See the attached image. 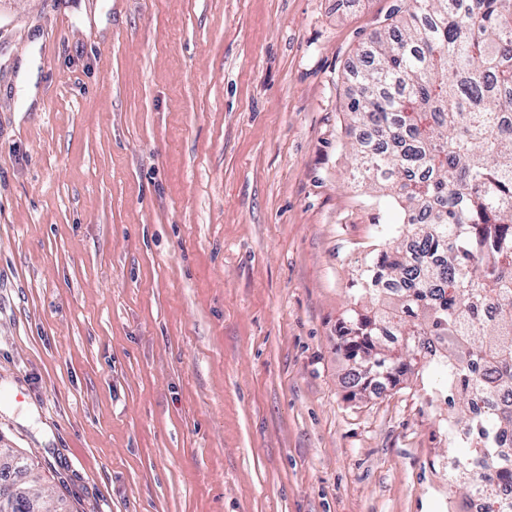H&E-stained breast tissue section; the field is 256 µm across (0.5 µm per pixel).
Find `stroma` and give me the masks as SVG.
Listing matches in <instances>:
<instances>
[{
	"instance_id": "obj_1",
	"label": "stroma",
	"mask_w": 512,
	"mask_h": 512,
	"mask_svg": "<svg viewBox=\"0 0 512 512\" xmlns=\"http://www.w3.org/2000/svg\"><path fill=\"white\" fill-rule=\"evenodd\" d=\"M397 0H0V476L63 512H448L433 375L350 386L348 63ZM38 63L25 106L21 63Z\"/></svg>"
}]
</instances>
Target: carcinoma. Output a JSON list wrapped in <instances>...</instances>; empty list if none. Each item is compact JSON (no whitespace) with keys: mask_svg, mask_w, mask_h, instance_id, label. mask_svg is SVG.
<instances>
[{"mask_svg":"<svg viewBox=\"0 0 512 512\" xmlns=\"http://www.w3.org/2000/svg\"><path fill=\"white\" fill-rule=\"evenodd\" d=\"M370 43L349 98L370 135L351 145L353 177L368 179L398 211L376 225L338 351L354 385L436 365L454 424L469 448L457 460L462 495L486 512H512L469 461L512 438V0H403ZM489 410L472 412L471 396ZM12 512H59L29 486Z\"/></svg>","mask_w":512,"mask_h":512,"instance_id":"cac0c4a2","label":"carcinoma"}]
</instances>
